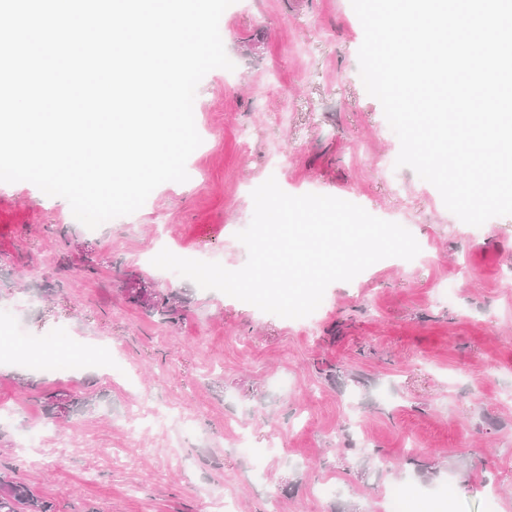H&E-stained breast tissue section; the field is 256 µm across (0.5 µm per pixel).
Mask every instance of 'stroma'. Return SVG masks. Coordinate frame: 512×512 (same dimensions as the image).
I'll return each mask as SVG.
<instances>
[{
  "mask_svg": "<svg viewBox=\"0 0 512 512\" xmlns=\"http://www.w3.org/2000/svg\"><path fill=\"white\" fill-rule=\"evenodd\" d=\"M234 71L200 82L189 179L91 230L29 182L0 183V473L55 512H512V216L474 227L409 167L359 76L350 0H235L219 26ZM351 198L399 223L422 254L380 260L287 319L200 289L149 258L166 248L241 268L251 192ZM100 261L84 269L85 252ZM181 294L182 319L128 304V274ZM64 331L57 348L111 352L113 370L45 371L12 358L15 327ZM91 398L67 419L44 394ZM185 424L129 431L127 416ZM41 430V446L24 437ZM68 435L55 447V434Z\"/></svg>",
  "mask_w": 512,
  "mask_h": 512,
  "instance_id": "1",
  "label": "stroma"
}]
</instances>
